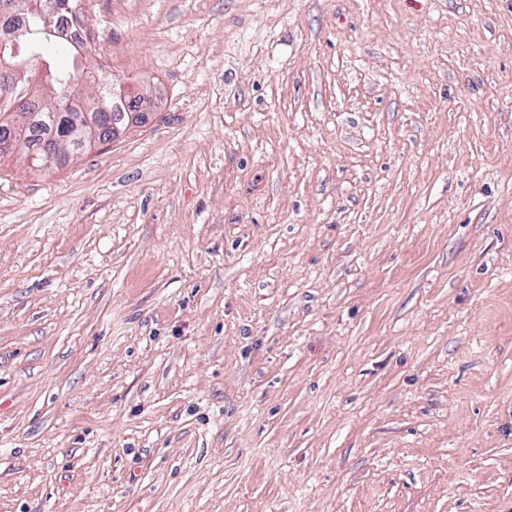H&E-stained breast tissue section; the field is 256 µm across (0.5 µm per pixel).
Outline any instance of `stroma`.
Returning <instances> with one entry per match:
<instances>
[{
	"instance_id": "obj_1",
	"label": "stroma",
	"mask_w": 512,
	"mask_h": 512,
	"mask_svg": "<svg viewBox=\"0 0 512 512\" xmlns=\"http://www.w3.org/2000/svg\"><path fill=\"white\" fill-rule=\"evenodd\" d=\"M147 121L0 159V512H512V0H89Z\"/></svg>"
}]
</instances>
